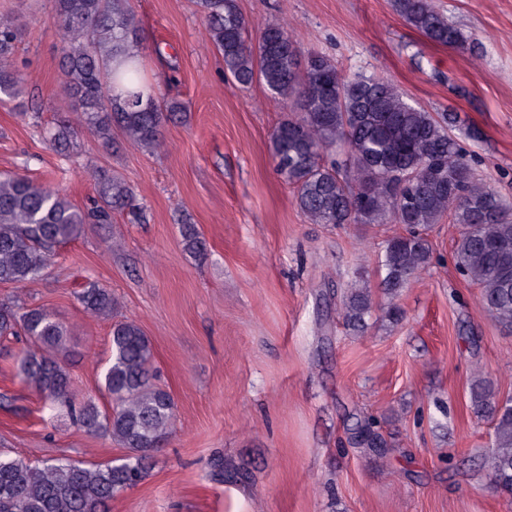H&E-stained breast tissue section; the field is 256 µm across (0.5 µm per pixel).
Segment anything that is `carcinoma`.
<instances>
[{"label": "carcinoma", "instance_id": "1", "mask_svg": "<svg viewBox=\"0 0 512 512\" xmlns=\"http://www.w3.org/2000/svg\"><path fill=\"white\" fill-rule=\"evenodd\" d=\"M55 26L63 41L62 93L73 100L83 122L105 145L120 129L134 145L153 150L162 129L183 106L160 104L139 71L141 34L130 0H53ZM209 41L225 69L241 85L261 82L291 115L274 130L271 150L278 174L296 190V200L314 224H403L385 240L378 261L386 303L381 319H403L399 297L432 262L425 230L451 218L459 234L457 270L479 288L482 311L512 331V207L475 178L463 147L451 135L453 112L431 113L411 104L390 79L362 73L344 76L328 57L302 54L294 31L270 23L256 40L235 0H197ZM397 13L430 41L475 52L474 43L448 21L432 0H394ZM21 26L0 17V96L15 98L27 82L13 62ZM73 130L62 121L49 132L59 149L71 145ZM342 143L341 160L326 159ZM98 198L75 205L50 182L21 175L0 176V282L24 284L47 268L57 248L77 239L89 224H108L112 212L133 206L134 193L119 177L95 176ZM184 248L203 258L207 247L196 225H181ZM78 299L84 310L108 316L117 305L112 291L94 284ZM375 307L371 292L354 281L344 289L339 315L354 331L367 325ZM24 335L16 377L34 389L51 411L90 434L106 433L127 454L89 465L69 459L26 462L0 450V512H109L112 499L137 486L155 451L173 432L176 405L156 384L153 347L133 321L112 324L111 350L101 377L110 398L102 410L72 401L73 380L62 361L68 327L41 309L0 305V337ZM471 407L494 423L492 448L481 456L490 488L512 497V397L497 398L488 381L476 378ZM358 445L377 456L386 440L368 422L357 424Z\"/></svg>", "mask_w": 512, "mask_h": 512}]
</instances>
